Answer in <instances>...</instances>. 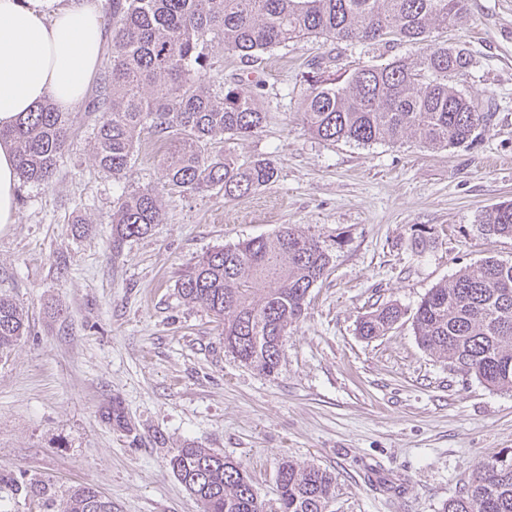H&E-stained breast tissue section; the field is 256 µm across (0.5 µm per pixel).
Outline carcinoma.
<instances>
[{
  "mask_svg": "<svg viewBox=\"0 0 512 512\" xmlns=\"http://www.w3.org/2000/svg\"><path fill=\"white\" fill-rule=\"evenodd\" d=\"M468 0H112V52L86 106L98 112L96 162L123 178L140 129L172 135L161 187L118 198L112 237L124 241L164 221L161 193L217 190L235 200L272 183L266 159L239 162L211 151L226 135L246 137L266 120L258 93L240 85L210 91L206 49L214 42L255 62L261 53L300 36L338 42L387 39L425 46L419 68L395 58L330 78L317 72L303 102L315 136L356 145L397 144L416 136L439 150L467 142L493 114L452 78L471 65L465 49L431 39L463 18ZM77 115L46 99L7 128L19 180L44 185L55 175L75 132ZM484 235L512 236V201L482 215ZM328 249L298 224L268 236L218 246L189 266L178 293L223 326L224 352L265 377L278 375L288 328L300 322L312 288L327 273ZM397 303L373 306L357 321L364 339L387 335L404 317ZM418 344L464 376L492 390L512 391V263L489 257L459 270L421 299L412 315ZM27 331L22 309L0 296V355ZM203 512H330L336 476L286 459L275 477V506L260 498L234 459L185 442L170 459ZM63 512H114L112 500L89 485L67 495ZM441 512H512V451L477 462L471 478Z\"/></svg>",
  "mask_w": 512,
  "mask_h": 512,
  "instance_id": "cac0c4a2",
  "label": "carcinoma"
}]
</instances>
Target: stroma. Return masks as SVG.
Listing matches in <instances>:
<instances>
[{
	"label": "stroma",
	"mask_w": 512,
	"mask_h": 512,
	"mask_svg": "<svg viewBox=\"0 0 512 512\" xmlns=\"http://www.w3.org/2000/svg\"><path fill=\"white\" fill-rule=\"evenodd\" d=\"M433 38L468 51L455 82L493 114L473 141L435 152L413 138L325 141L302 116L314 69L396 57L415 66L419 46L301 37L247 65L209 45L211 76L258 86L268 114L257 133L214 149L269 159L276 180L232 201L164 193V222L118 245L113 206L159 184L167 140L143 127L131 176L117 179L96 163L94 116L79 112L50 184L20 186L18 221L0 229V296L27 319L0 358V512H60L77 485L116 512H202L169 464L186 441L234 458L267 500L292 458L335 474L333 512H441L475 463L512 449V392L429 355L410 319L461 268L512 262V237H486L479 224L512 200V0H469L467 16ZM284 224L319 237L332 262L269 378L225 354L220 326L176 282L213 247ZM415 224L433 241L421 254L410 245ZM376 302L406 315L365 340L357 321Z\"/></svg>",
	"instance_id": "1"
}]
</instances>
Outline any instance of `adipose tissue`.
Here are the masks:
<instances>
[{"mask_svg": "<svg viewBox=\"0 0 512 512\" xmlns=\"http://www.w3.org/2000/svg\"><path fill=\"white\" fill-rule=\"evenodd\" d=\"M103 42L100 0H0V128L47 99L75 111ZM15 164L11 144L0 142V228L17 221Z\"/></svg>", "mask_w": 512, "mask_h": 512, "instance_id": "ef3b65f1", "label": "adipose tissue"}]
</instances>
